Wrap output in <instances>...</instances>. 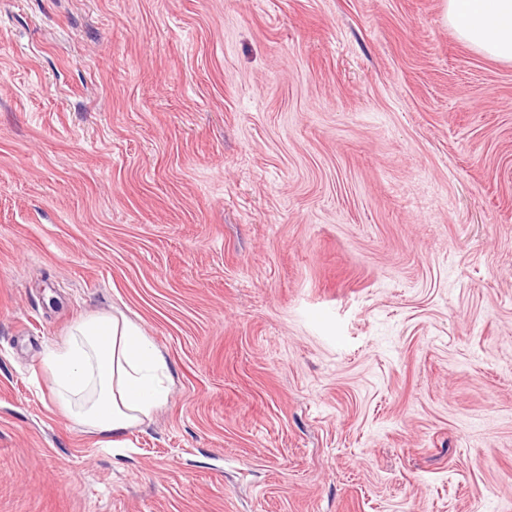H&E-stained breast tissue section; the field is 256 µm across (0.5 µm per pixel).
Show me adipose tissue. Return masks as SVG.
<instances>
[{
    "instance_id": "obj_1",
    "label": "adipose tissue",
    "mask_w": 512,
    "mask_h": 512,
    "mask_svg": "<svg viewBox=\"0 0 512 512\" xmlns=\"http://www.w3.org/2000/svg\"><path fill=\"white\" fill-rule=\"evenodd\" d=\"M444 16L460 40L481 54L512 61V0H444ZM53 403L77 425L118 444L151 418L170 394L167 363L150 336L125 316L89 315L43 358Z\"/></svg>"
}]
</instances>
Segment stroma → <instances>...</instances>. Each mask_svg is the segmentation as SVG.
Here are the masks:
<instances>
[{
	"instance_id": "1",
	"label": "stroma",
	"mask_w": 512,
	"mask_h": 512,
	"mask_svg": "<svg viewBox=\"0 0 512 512\" xmlns=\"http://www.w3.org/2000/svg\"><path fill=\"white\" fill-rule=\"evenodd\" d=\"M140 325L103 450L47 344ZM0 512H512V62L443 0H0ZM53 403L110 448L151 418L170 394L167 363L150 336L124 315L78 321L43 358Z\"/></svg>"
}]
</instances>
